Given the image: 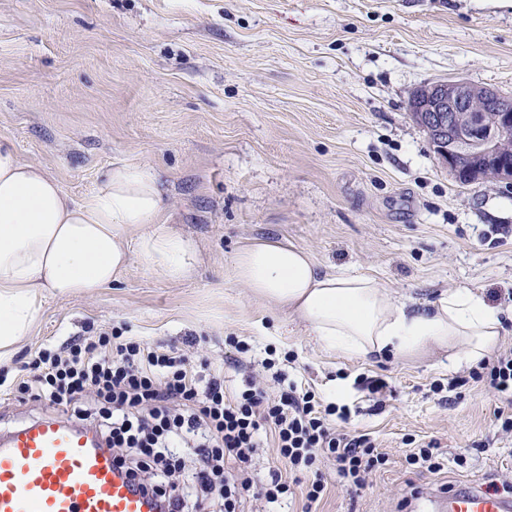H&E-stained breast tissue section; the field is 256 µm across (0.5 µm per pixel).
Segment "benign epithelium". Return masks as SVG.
<instances>
[{
    "label": "benign epithelium",
    "instance_id": "7a95c632",
    "mask_svg": "<svg viewBox=\"0 0 512 512\" xmlns=\"http://www.w3.org/2000/svg\"><path fill=\"white\" fill-rule=\"evenodd\" d=\"M410 115L426 131L443 165L462 183L487 177L512 183V103L467 81L426 84L410 98Z\"/></svg>",
    "mask_w": 512,
    "mask_h": 512
}]
</instances>
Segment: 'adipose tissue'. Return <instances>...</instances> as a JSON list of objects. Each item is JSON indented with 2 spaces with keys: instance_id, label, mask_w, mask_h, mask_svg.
Returning <instances> with one entry per match:
<instances>
[{
  "instance_id": "adipose-tissue-1",
  "label": "adipose tissue",
  "mask_w": 512,
  "mask_h": 512,
  "mask_svg": "<svg viewBox=\"0 0 512 512\" xmlns=\"http://www.w3.org/2000/svg\"><path fill=\"white\" fill-rule=\"evenodd\" d=\"M162 210L158 177L143 166L110 168L77 203L40 167L0 144V365L31 336L47 295L93 293L134 261L174 283L189 279L197 245L160 224ZM233 276L324 348L348 355L413 358L438 348L447 351L449 364L474 365L502 336L500 311L472 289L448 290L419 305L366 275L319 272L310 255L291 244H245Z\"/></svg>"
}]
</instances>
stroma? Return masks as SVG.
Masks as SVG:
<instances>
[{
	"mask_svg": "<svg viewBox=\"0 0 512 512\" xmlns=\"http://www.w3.org/2000/svg\"><path fill=\"white\" fill-rule=\"evenodd\" d=\"M455 80L512 96V0H0V143L77 201L113 165L152 170L162 223L200 251L179 284L134 263L94 293L48 298L0 366V430L51 414L17 391L23 361L117 326L210 362L232 389L275 349L291 379L347 405V431L388 462L351 490L321 460L313 512H414L465 482L512 496L497 396L433 390L468 364L323 349L232 278L245 243L276 240L419 303L473 288L502 310L499 347L512 349V184L458 183L408 112L417 88ZM361 374L386 389L362 390ZM410 437L435 442L443 470L410 466Z\"/></svg>",
	"mask_w": 512,
	"mask_h": 512,
	"instance_id": "1",
	"label": "stroma"
}]
</instances>
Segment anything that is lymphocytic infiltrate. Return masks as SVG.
<instances>
[{
	"label": "lymphocytic infiltrate",
	"instance_id": "f902f5d3",
	"mask_svg": "<svg viewBox=\"0 0 512 512\" xmlns=\"http://www.w3.org/2000/svg\"><path fill=\"white\" fill-rule=\"evenodd\" d=\"M30 370L21 389L86 422L138 487L170 512H189L204 493L213 494L215 512H244L253 493L270 504L287 497L283 471H269L262 484L254 480L253 453L266 437L287 470L312 474L310 506L325 492L314 473L320 459L333 460L339 477L356 488L387 463L369 435L336 428L347 417L344 408L284 383L280 372L277 394L253 379L229 393L223 379L203 376L185 354L106 332L41 349ZM470 377L500 399L499 426L511 433L512 350L482 360Z\"/></svg>",
	"mask_w": 512,
	"mask_h": 512
}]
</instances>
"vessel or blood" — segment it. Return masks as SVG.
<instances>
[{"label": "vessel or blood", "instance_id": "vessel-or-blood-1", "mask_svg": "<svg viewBox=\"0 0 512 512\" xmlns=\"http://www.w3.org/2000/svg\"><path fill=\"white\" fill-rule=\"evenodd\" d=\"M434 512H512V498L471 485L425 495ZM87 429L43 418L0 435V512H161Z\"/></svg>", "mask_w": 512, "mask_h": 512}]
</instances>
